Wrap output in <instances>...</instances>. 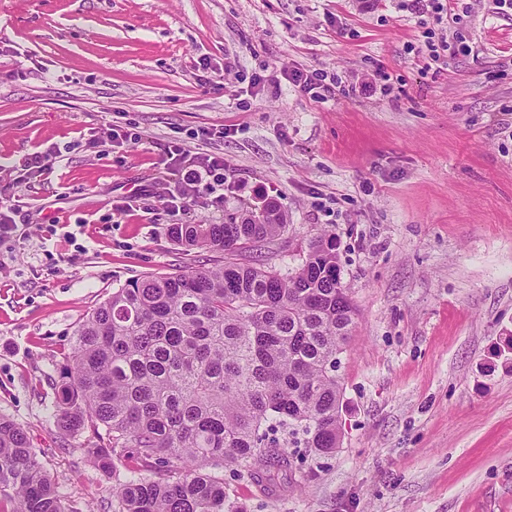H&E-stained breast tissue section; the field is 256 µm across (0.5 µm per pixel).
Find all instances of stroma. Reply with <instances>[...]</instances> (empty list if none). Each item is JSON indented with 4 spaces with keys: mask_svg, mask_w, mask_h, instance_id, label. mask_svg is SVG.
Masks as SVG:
<instances>
[{
    "mask_svg": "<svg viewBox=\"0 0 512 512\" xmlns=\"http://www.w3.org/2000/svg\"><path fill=\"white\" fill-rule=\"evenodd\" d=\"M466 2L440 22L408 0H0V187L61 151L0 244V416L68 512H100L113 484L52 417L51 358L79 319L148 274H288L325 232L357 308L336 368L340 445L299 448L271 491L225 469L228 503L512 512V9ZM432 35L451 45L437 62ZM296 69L338 84L321 100L273 88ZM127 122L141 142L89 148ZM173 140L223 153L222 208L175 217L150 196ZM265 197L288 224L273 242L227 253L168 234ZM61 157L60 151L48 149L45 152H35L31 155L30 158L27 159L26 171L28 174L27 179L31 178H41L43 176L48 177L51 173L54 172V165L56 159Z\"/></svg>",
    "mask_w": 512,
    "mask_h": 512,
    "instance_id": "obj_1",
    "label": "stroma"
}]
</instances>
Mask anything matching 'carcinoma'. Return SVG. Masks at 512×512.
Instances as JSON below:
<instances>
[{"label":"carcinoma","mask_w":512,"mask_h":512,"mask_svg":"<svg viewBox=\"0 0 512 512\" xmlns=\"http://www.w3.org/2000/svg\"><path fill=\"white\" fill-rule=\"evenodd\" d=\"M286 227L269 200L169 233L237 252ZM355 315L327 234L288 276L230 262L137 278L80 321L71 355L55 363V422L101 470L138 462L112 485L113 512H235L224 468L269 487L293 469L281 432L317 454L336 450V355ZM0 512H66L26 433L3 416Z\"/></svg>","instance_id":"carcinoma-1"}]
</instances>
